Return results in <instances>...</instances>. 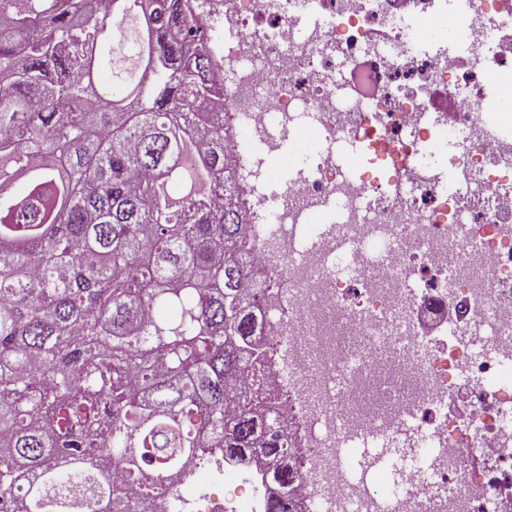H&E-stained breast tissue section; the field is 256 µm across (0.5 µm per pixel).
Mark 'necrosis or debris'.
Returning a JSON list of instances; mask_svg holds the SVG:
<instances>
[{
  "label": "necrosis or debris",
  "mask_w": 512,
  "mask_h": 512,
  "mask_svg": "<svg viewBox=\"0 0 512 512\" xmlns=\"http://www.w3.org/2000/svg\"><path fill=\"white\" fill-rule=\"evenodd\" d=\"M197 0L224 79L225 142L252 221L276 358L267 387L307 465L305 512H512V0ZM349 70L347 94L336 68ZM316 131L279 194L270 163L301 114ZM462 170L443 184L435 165ZM324 223L311 247L301 226ZM344 237L355 274L331 269ZM443 322L421 335L419 316ZM462 401L447 407L449 397ZM405 434L435 447L400 484L353 480L338 451ZM195 512H267L261 464L200 466Z\"/></svg>",
  "instance_id": "necrosis-or-debris-1"
}]
</instances>
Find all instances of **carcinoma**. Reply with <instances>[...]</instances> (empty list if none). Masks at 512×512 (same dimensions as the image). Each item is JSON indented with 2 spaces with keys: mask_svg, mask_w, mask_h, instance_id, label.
Segmentation results:
<instances>
[{
  "mask_svg": "<svg viewBox=\"0 0 512 512\" xmlns=\"http://www.w3.org/2000/svg\"><path fill=\"white\" fill-rule=\"evenodd\" d=\"M194 21L188 0H0V503L16 512H125L129 485L179 500L208 457L291 453L260 375L236 385L268 360L263 284Z\"/></svg>",
  "mask_w": 512,
  "mask_h": 512,
  "instance_id": "obj_1",
  "label": "carcinoma"
}]
</instances>
